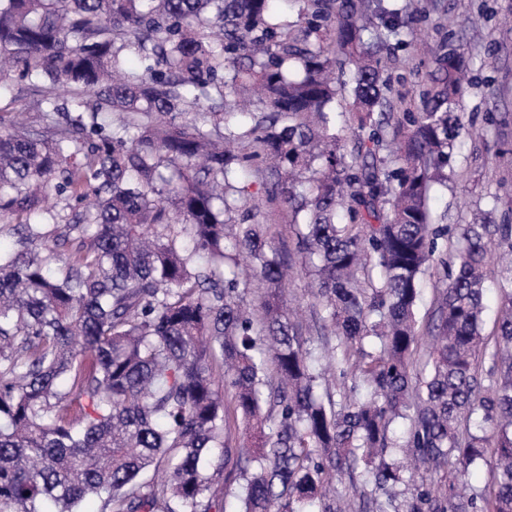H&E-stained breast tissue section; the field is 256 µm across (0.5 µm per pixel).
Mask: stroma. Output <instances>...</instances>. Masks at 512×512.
Listing matches in <instances>:
<instances>
[{
	"label": "stroma",
	"instance_id": "obj_1",
	"mask_svg": "<svg viewBox=\"0 0 512 512\" xmlns=\"http://www.w3.org/2000/svg\"><path fill=\"white\" fill-rule=\"evenodd\" d=\"M388 8L405 9L408 22L400 28L398 63L391 65L393 112L400 113L413 101L426 78L423 48L419 38L433 34L434 26L445 23L470 53L472 82L462 100L473 134L463 140L452 163L454 176L447 186H434L427 200L436 224H460L470 207L512 208V30L500 27L502 15L512 14V0H436L430 14H421L423 0H381ZM504 116L505 124L486 123V113ZM23 116L26 126H41L42 120L27 91L9 83L0 91V122L11 124ZM260 204L258 220L264 224L269 242L284 259H296L294 229L288 214L269 201L272 180L263 176L247 181ZM499 204H491L490 194Z\"/></svg>",
	"mask_w": 512,
	"mask_h": 512
}]
</instances>
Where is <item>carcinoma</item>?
Instances as JSON below:
<instances>
[{"label":"carcinoma","instance_id":"carcinoma-1","mask_svg":"<svg viewBox=\"0 0 512 512\" xmlns=\"http://www.w3.org/2000/svg\"><path fill=\"white\" fill-rule=\"evenodd\" d=\"M401 24L378 0H0V85L26 81L47 129L0 128V221L16 236L0 249V512H84L90 496L101 512H213L208 472L231 460L224 493L242 476L243 512H342L326 496L338 476L360 512H512V223H431L428 194L470 134L468 58L452 33L427 44L428 82L394 117L390 48L365 35ZM265 172L343 366L321 393L241 186ZM49 195L81 209L59 234ZM479 461L488 487L465 495ZM161 463L163 484L146 476ZM437 277L435 270L429 269L423 277L422 299L418 305L417 317L422 326H425L428 320V314L432 311L431 302L433 299L434 286Z\"/></svg>","mask_w":512,"mask_h":512}]
</instances>
